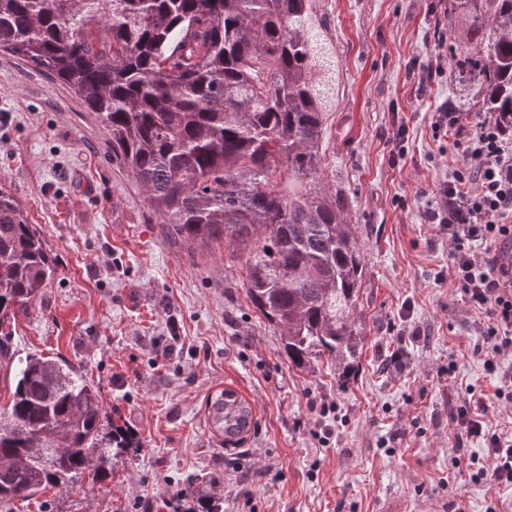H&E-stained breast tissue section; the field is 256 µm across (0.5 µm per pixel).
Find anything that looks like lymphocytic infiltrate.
<instances>
[{"instance_id": "1", "label": "lymphocytic infiltrate", "mask_w": 512, "mask_h": 512, "mask_svg": "<svg viewBox=\"0 0 512 512\" xmlns=\"http://www.w3.org/2000/svg\"><path fill=\"white\" fill-rule=\"evenodd\" d=\"M433 130L451 135L464 161L439 177L436 201L426 218L447 232L453 281L474 310L485 314L484 367L512 349V116L480 112L468 118L441 105ZM484 397L466 388L454 421L469 438L481 439L486 461H474L473 480L490 477L512 487V433L491 431Z\"/></svg>"}]
</instances>
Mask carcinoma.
<instances>
[{
	"label": "carcinoma",
	"instance_id": "cac0c4a2",
	"mask_svg": "<svg viewBox=\"0 0 512 512\" xmlns=\"http://www.w3.org/2000/svg\"><path fill=\"white\" fill-rule=\"evenodd\" d=\"M316 0H0V50L72 88L112 137L168 233L192 251L246 253L244 287L301 366L356 363L364 274L344 191L324 178L335 94L330 20ZM454 97L477 88L486 112L512 113V0H448ZM57 264L21 200L0 184V334L38 301ZM0 407V506L65 481L103 482L131 442L101 395L63 359L14 360ZM212 428L248 431L249 404L207 401ZM217 481L189 488L222 512Z\"/></svg>",
	"mask_w": 512,
	"mask_h": 512
}]
</instances>
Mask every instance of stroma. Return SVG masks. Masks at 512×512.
<instances>
[{"label": "stroma", "mask_w": 512, "mask_h": 512, "mask_svg": "<svg viewBox=\"0 0 512 512\" xmlns=\"http://www.w3.org/2000/svg\"><path fill=\"white\" fill-rule=\"evenodd\" d=\"M323 7L340 70L324 166L364 251L362 348L347 377L325 356L295 367L247 298L243 250L196 257L168 237L132 176L113 167L94 112L0 53V180L58 266L6 342L17 358L79 366L139 440L108 480L58 485L14 512H157L200 476L217 479L224 512H512V489L472 480L470 459L485 451L457 446L452 418L466 387L493 395L512 353L486 371L484 318L455 288L447 236L423 217L441 170L462 161L432 129L451 78H425L449 65L437 37L448 0ZM224 389L252 407L243 439L208 423L206 401ZM320 399L335 412L312 410Z\"/></svg>", "instance_id": "1"}]
</instances>
